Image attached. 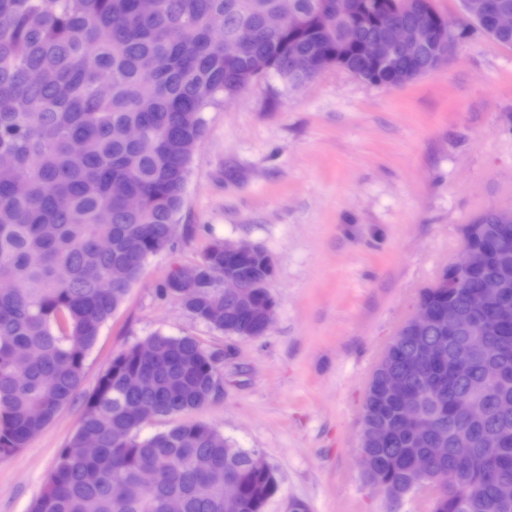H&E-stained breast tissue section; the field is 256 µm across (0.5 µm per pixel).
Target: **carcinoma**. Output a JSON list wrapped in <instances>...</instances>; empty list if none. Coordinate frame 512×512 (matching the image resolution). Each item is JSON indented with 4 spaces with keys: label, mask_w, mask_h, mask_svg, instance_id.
<instances>
[{
    "label": "carcinoma",
    "mask_w": 512,
    "mask_h": 512,
    "mask_svg": "<svg viewBox=\"0 0 512 512\" xmlns=\"http://www.w3.org/2000/svg\"><path fill=\"white\" fill-rule=\"evenodd\" d=\"M331 0H294L297 23L271 32L264 26L280 0H157L150 13L139 0H0V457L25 447L66 408L81 385L87 352L102 325L123 303L146 260L171 242L183 206L190 166L201 144L202 112L227 99L236 85L270 69L291 85L304 76L288 61V43L330 61L345 56L350 72L370 71L377 86L418 76L379 70L362 61L360 42L392 23L431 28L435 17L403 0H386L360 25L328 8ZM463 0L471 25L512 47V31L484 25ZM240 42L238 58L224 60L214 28ZM139 127L145 141L129 138ZM272 256L251 245L249 255L224 259V242L205 251L193 282L172 272L162 292L177 297L194 318L228 336L249 337L248 318L219 282L228 268L249 278ZM485 277L505 283L504 299L483 314L487 336L472 347L465 336H422L440 344L430 362L420 340L395 338L394 363L372 375L360 424L389 433L370 438L368 484L394 501L416 493L408 481L412 456L427 463L429 512H512L499 485L512 482V328L498 318L512 302V236L486 265L458 270L455 288H425L420 301L438 310L468 311L469 289ZM224 353L192 336H149L119 353L87 396L79 427L30 512H265L279 492L274 470L254 451L237 448L213 426L182 421L143 437L141 409L174 419L224 394ZM497 369L499 378L487 376ZM400 374L416 391L431 434L415 440L394 425L395 401L381 383ZM143 375L146 388L128 380ZM466 398L482 409L470 421L456 411ZM85 436L97 448L77 454ZM497 437L501 455L486 460L482 442ZM446 448L435 457L431 449ZM143 469L155 472L147 487ZM241 497L224 499V480ZM124 485L122 499L112 483Z\"/></svg>",
    "instance_id": "carcinoma-1"
}]
</instances>
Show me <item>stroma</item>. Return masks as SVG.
<instances>
[{"label":"stroma","instance_id":"obj_1","mask_svg":"<svg viewBox=\"0 0 512 512\" xmlns=\"http://www.w3.org/2000/svg\"><path fill=\"white\" fill-rule=\"evenodd\" d=\"M458 39L447 63L398 88L332 68L276 74L206 108L176 243L152 256L88 351L74 401L0 458V512H29L114 354L161 333L226 351L224 396L195 412L258 449L280 491L266 512H426L394 502L358 462L369 378L423 288L459 255L460 228L512 206V48L461 35V0H432ZM216 239L263 246L276 272L271 330L231 337L162 293Z\"/></svg>","mask_w":512,"mask_h":512}]
</instances>
